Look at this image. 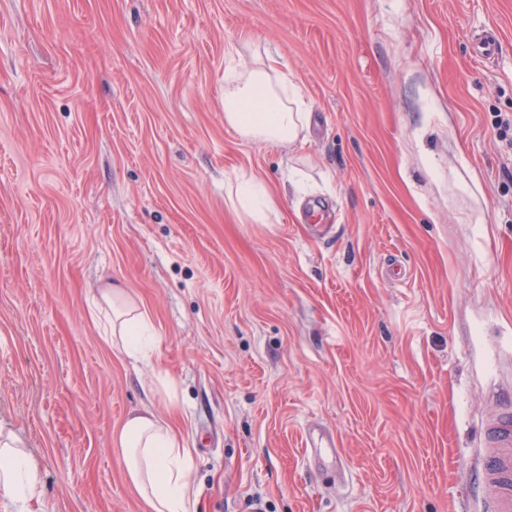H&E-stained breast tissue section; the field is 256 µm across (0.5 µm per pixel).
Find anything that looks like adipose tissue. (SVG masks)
<instances>
[{
    "mask_svg": "<svg viewBox=\"0 0 512 512\" xmlns=\"http://www.w3.org/2000/svg\"><path fill=\"white\" fill-rule=\"evenodd\" d=\"M309 114L300 88L279 68L273 52L257 55L253 64L224 76V124L241 138L287 147L303 139ZM230 206L257 224L276 217L275 193L260 176L239 172L225 182ZM89 315L103 330L111 348L146 363L158 339L150 318L124 289H99ZM128 482L148 502L152 512H189L192 488L191 453L170 422L150 409L132 413L120 433ZM36 462L21 441L0 433V494L16 512H31L39 495Z\"/></svg>",
    "mask_w": 512,
    "mask_h": 512,
    "instance_id": "ef3b65f1",
    "label": "adipose tissue"
}]
</instances>
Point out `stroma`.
Returning a JSON list of instances; mask_svg holds the SVG:
<instances>
[{
  "instance_id": "35a3bbf8",
  "label": "stroma",
  "mask_w": 512,
  "mask_h": 512,
  "mask_svg": "<svg viewBox=\"0 0 512 512\" xmlns=\"http://www.w3.org/2000/svg\"><path fill=\"white\" fill-rule=\"evenodd\" d=\"M267 49L313 114L289 150L224 125L225 69ZM241 171L275 223L226 204ZM112 283L151 364L88 314ZM508 406L512 0H0V431L32 512H150L119 448L145 407L193 512H488ZM224 185L228 203L245 219L257 224H272V218H277L275 193L260 176L239 172ZM89 315L111 348L136 362L149 363L157 336L151 332L150 317L123 288H99ZM36 462L21 441L0 432V492L17 507L16 512H31V502L39 495Z\"/></svg>"
}]
</instances>
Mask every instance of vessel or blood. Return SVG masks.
Wrapping results in <instances>:
<instances>
[{
	"instance_id": "obj_1",
	"label": "vessel or blood",
	"mask_w": 512,
	"mask_h": 512,
	"mask_svg": "<svg viewBox=\"0 0 512 512\" xmlns=\"http://www.w3.org/2000/svg\"><path fill=\"white\" fill-rule=\"evenodd\" d=\"M486 432L490 447L478 478L489 493L490 512H512V408L495 415Z\"/></svg>"
}]
</instances>
